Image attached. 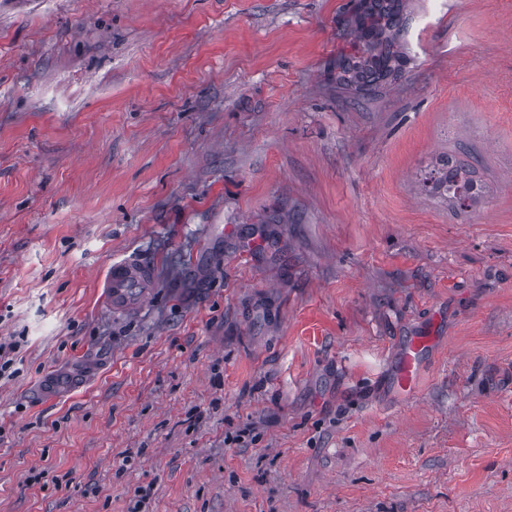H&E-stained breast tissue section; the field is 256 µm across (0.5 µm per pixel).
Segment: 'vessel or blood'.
I'll list each match as a JSON object with an SVG mask.
<instances>
[{"instance_id": "1", "label": "vessel or blood", "mask_w": 512, "mask_h": 512, "mask_svg": "<svg viewBox=\"0 0 512 512\" xmlns=\"http://www.w3.org/2000/svg\"><path fill=\"white\" fill-rule=\"evenodd\" d=\"M155 286L151 267L132 258L113 261L102 283L101 298L108 308L122 312L137 311ZM431 344L430 337L417 336L402 350L398 385L403 393L415 389L421 361Z\"/></svg>"}]
</instances>
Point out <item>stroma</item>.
<instances>
[{
  "instance_id": "35a3bbf8",
  "label": "stroma",
  "mask_w": 512,
  "mask_h": 512,
  "mask_svg": "<svg viewBox=\"0 0 512 512\" xmlns=\"http://www.w3.org/2000/svg\"><path fill=\"white\" fill-rule=\"evenodd\" d=\"M359 4L0 0V512H512V0ZM396 1L371 0L366 5L360 24V39L365 41L372 60L362 63L349 58L343 69L349 84H379L396 76L400 55L387 38L400 26ZM466 168L451 165L448 155L438 158L430 177L424 182V189L453 201L460 209H467L477 202L481 190L471 178V166L467 164ZM155 288L151 267L133 258L112 261L102 283V301L112 310L135 312ZM431 341L432 336H416L404 345L398 374V385L403 393L414 391L421 361Z\"/></svg>"
}]
</instances>
